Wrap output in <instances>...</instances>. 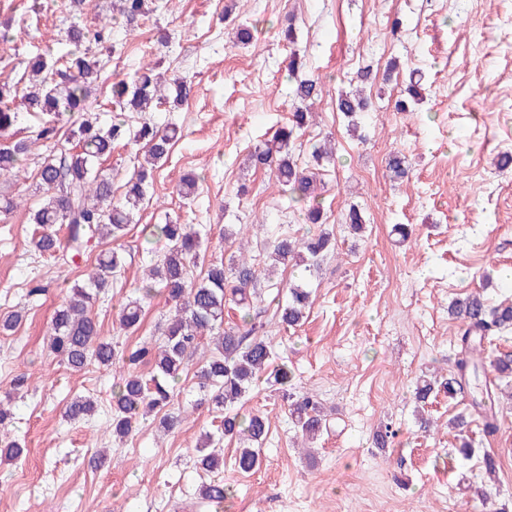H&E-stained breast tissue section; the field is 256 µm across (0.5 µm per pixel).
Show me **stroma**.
<instances>
[{"mask_svg": "<svg viewBox=\"0 0 512 512\" xmlns=\"http://www.w3.org/2000/svg\"><path fill=\"white\" fill-rule=\"evenodd\" d=\"M108 23L112 38L99 51L100 78L90 107L107 122L115 108L110 87L155 61L165 78L186 83L187 99L151 112H129L130 125L150 121L181 126L182 138L154 172L150 199L114 246L125 273L112 293L89 310L103 336L131 351L158 342L168 314L162 296L144 306L135 332L121 329V299L139 287L165 242L145 243L147 224L172 220L206 227L198 268L245 248L262 253L280 233L301 237V203L289 202L274 175L243 165L249 151L270 140L295 109L291 53L305 55V77L322 81L314 120L295 140L299 164L330 139L316 191L336 253L310 274L278 268L273 280L306 277L313 304L296 330L269 327L277 361L293 366L295 394L313 393L327 421L312 455H305L278 391L257 381L243 408L269 423L259 469L234 467L236 441H223V478L234 494L219 512H482L474 490L494 479L512 512V400H501L497 430L467 396L438 392L425 407L436 423L421 433L413 390L420 376L444 379L456 369L460 323L450 304L478 292L491 303L512 300V0H152L148 13L126 24L112 0H0V83L26 85L31 53L68 50L61 33L73 21ZM254 29L234 45L239 25ZM296 28L295 43L280 32ZM425 94L406 112L396 100L409 73ZM362 90L367 111L347 120L340 94ZM401 152L408 180L389 177L387 162ZM41 147H34L24 180L0 182L18 204L0 217V314L21 311L14 331L0 335V400L19 439L21 459H0V512H209L196 489L207 475L194 465L196 448L217 421L194 408L198 384L186 372L169 411L190 410L174 432L159 431V414L123 439L113 438V370L92 364L74 373L46 348V329L72 286L82 283L100 243L76 262L35 253L29 212ZM199 175L193 200L178 194L187 174ZM366 226L342 221L349 206ZM411 234L401 238L398 225ZM270 280V281H273ZM257 284L260 308L272 313L276 291ZM40 296L28 297L32 284ZM95 403L90 417L67 421L75 396ZM467 412L476 454L463 459L448 421ZM392 425L385 448L375 434ZM493 456L494 476L483 469Z\"/></svg>", "mask_w": 512, "mask_h": 512, "instance_id": "1", "label": "stroma"}]
</instances>
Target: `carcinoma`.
I'll return each mask as SVG.
<instances>
[{
    "instance_id": "carcinoma-1",
    "label": "carcinoma",
    "mask_w": 512,
    "mask_h": 512,
    "mask_svg": "<svg viewBox=\"0 0 512 512\" xmlns=\"http://www.w3.org/2000/svg\"><path fill=\"white\" fill-rule=\"evenodd\" d=\"M120 2V13L128 24L145 13L147 0ZM65 42L72 49L61 58L45 52L29 59L30 78L23 99L29 110L42 112L52 119L63 112L69 113L74 118V129L69 137L61 139L48 124L36 131L31 139L0 148V178H20L32 145L38 141L49 143L37 171L42 196L30 215L32 223L39 228L32 238V246L39 253L51 256L63 252L65 259L72 261L83 255L87 243L93 239L122 237L153 185V170L140 165L124 184L123 196L116 199L112 173L100 167V160L112 153V147L135 142L147 148L146 163L154 166L168 157L178 132L174 127H160L150 122L132 132L119 115L109 124L101 123L97 114L90 111L89 98L99 72L92 46L107 42L106 27L92 30L74 24L67 29ZM319 92L318 82L310 78L297 80L293 88L294 98L301 102L313 100ZM16 93L15 87L0 84V133L7 132L17 121L18 113L12 107ZM111 95L115 103L128 112H150L166 98L162 77L148 66L141 67V72L132 80L119 78L113 82ZM338 109L351 117L366 109V100L356 94H345L338 98ZM311 118V112L296 108L289 126L279 130L268 143L255 147L249 159L253 169L273 172L291 198L309 200L305 207V223L321 225L323 207L313 196L317 173L308 166L300 167L291 154L293 140L302 135ZM57 224L65 229L63 239L53 231ZM143 232L146 239L163 240L168 248L158 263L149 269L146 280L139 287L140 296L127 298L119 304L120 326L126 331H135L141 318V302L157 292L163 293L171 314L164 323L163 341L157 349L143 346L124 357L102 336L99 323L89 313L93 299L122 276L125 261L114 249L100 251L88 282L71 289L53 314L47 331L50 351L72 371H80L91 364L114 367L125 361L136 365L145 360L151 365L152 372L148 377L127 372L112 383L113 436H128L140 416L167 404L192 364L201 339L207 336L211 348L204 364L197 370L201 397L195 406L207 405L222 410L224 419L215 432L206 434V444L197 449L196 467L207 473H215L224 467L223 452L213 447L223 438L243 443L236 449L234 458L238 470L248 473L260 464L259 446L267 436L268 420L257 413L235 410L233 406L267 371L273 384L279 386L289 401L292 423L302 439H316L326 426L321 403L310 393L293 397L289 392L294 377L292 368L285 362L272 366L273 347L265 336L266 324L261 320V311L255 305L260 266L244 258H233L227 271L224 262H215L209 264L200 280L193 282L189 271L202 248L200 232L172 221L146 224ZM334 250L333 234L322 227L300 243L288 235L277 237L269 247L268 257L283 265L299 262L311 268ZM229 295L239 306L240 323L226 328L224 305ZM311 304L310 290L299 285L288 286L287 298L276 303L279 322L287 328L300 326ZM451 311L461 323L456 372L440 382L425 378L417 380L415 400L423 406L438 386L450 397L465 393L466 378L478 377L483 368V364L472 360L467 349L478 337L482 339L512 327V303L492 306L478 293L456 300ZM472 405L494 413L493 392L481 388L474 390ZM93 409L91 399L75 397L66 405L64 416L74 421L82 420ZM233 493L231 485L218 479L202 483L198 490L202 500L216 505Z\"/></svg>"
}]
</instances>
